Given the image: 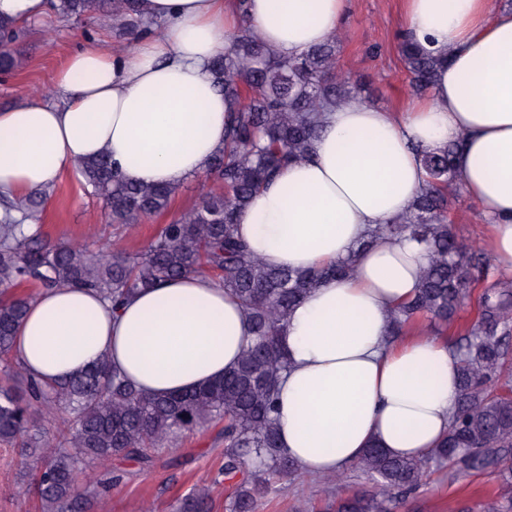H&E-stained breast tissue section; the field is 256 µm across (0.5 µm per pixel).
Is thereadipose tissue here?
<instances>
[{
    "label": "adipose tissue",
    "instance_id": "ef3b65f1",
    "mask_svg": "<svg viewBox=\"0 0 512 512\" xmlns=\"http://www.w3.org/2000/svg\"><path fill=\"white\" fill-rule=\"evenodd\" d=\"M347 0H250L256 35L293 57L337 31ZM161 35L123 51L89 42L56 75L59 104L0 109V196L51 186L101 154L124 178L181 186L224 147V95L211 60L238 24L233 0H143ZM401 25L440 59L430 94L395 111L357 98L326 113L308 158L255 194L238 233L267 265L320 269L356 255V272L328 279L289 314L288 370L279 384V446L302 472L324 475L370 445L420 459L447 433L459 357L417 330L386 343L387 313L409 302L427 255L373 236L410 206L428 174L416 147L461 142L458 177L490 221L495 270L512 275V11L490 0H403ZM251 338L246 314L203 274L168 279L120 307L95 292H40L14 355L55 382L108 357L142 392L184 393L223 377Z\"/></svg>",
    "mask_w": 512,
    "mask_h": 512
}]
</instances>
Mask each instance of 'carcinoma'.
<instances>
[{
	"mask_svg": "<svg viewBox=\"0 0 512 512\" xmlns=\"http://www.w3.org/2000/svg\"><path fill=\"white\" fill-rule=\"evenodd\" d=\"M106 8L133 39L159 32V24L141 18L140 0H56L54 5L66 17L89 22ZM235 8L240 23L212 62L227 113L224 150L204 173L211 186L190 210L160 225L143 252L91 253L48 242L38 226L27 223L50 197L47 189L18 201L0 198V441L19 448L38 512H103L104 490L81 494L75 486L82 466L114 458L148 465L179 434L205 425H222L224 476L245 474L233 490L231 512H256L273 483L299 476V466L278 446L277 385L288 368L281 336L293 307L327 278L352 275L355 260L314 271L272 268L249 253L236 226L253 195L288 162L308 154L324 114L360 96L361 88L338 70V36L283 58L254 35L245 0ZM22 35L19 23L0 18L1 74L14 69L10 46ZM398 50L413 92L427 94L438 60L405 35ZM459 149L453 144L420 152L429 175L426 187L398 221L378 228L428 252L416 296L389 315L388 339L414 327L419 316L437 331L453 327L471 288H482L475 320L453 345L460 357L459 399L448 436L426 459L367 449L356 468L376 482L375 489L341 496L327 505L329 512H394L399 497L419 488L430 461L447 464L452 474L493 472L498 487L482 497L478 512H512V280L489 279L486 258L453 231L448 213ZM77 170L113 224L161 215L175 197L174 188L124 180L106 155L81 162ZM191 273L205 274L235 295L251 324L252 342L224 378L185 394L152 397L103 358L69 380L43 382L27 374L17 383L15 373L24 368L12 346L34 295H18L16 288L76 286L117 306L138 290ZM58 411L68 412L70 420L49 443L36 424ZM210 498V489L199 487L181 510L209 512Z\"/></svg>",
	"mask_w": 512,
	"mask_h": 512,
	"instance_id": "obj_1",
	"label": "carcinoma"
}]
</instances>
